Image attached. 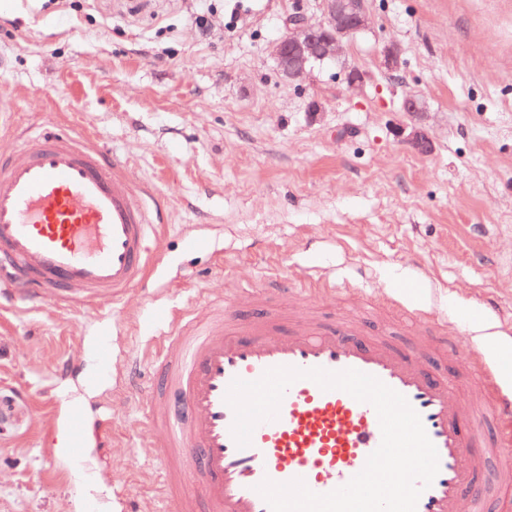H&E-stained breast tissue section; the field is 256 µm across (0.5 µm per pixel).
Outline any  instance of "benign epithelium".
Listing matches in <instances>:
<instances>
[{"mask_svg": "<svg viewBox=\"0 0 512 512\" xmlns=\"http://www.w3.org/2000/svg\"><path fill=\"white\" fill-rule=\"evenodd\" d=\"M319 2L321 19L312 22L302 12L295 19H287L283 35L271 47L280 75L290 82L302 81L314 66L336 59L343 43L368 26L366 0ZM383 58L389 72L400 70L401 51L397 44L384 46ZM408 140L422 154L431 149V142L421 128H412Z\"/></svg>", "mask_w": 512, "mask_h": 512, "instance_id": "obj_1", "label": "benign epithelium"}]
</instances>
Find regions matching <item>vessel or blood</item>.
Wrapping results in <instances>:
<instances>
[{
    "mask_svg": "<svg viewBox=\"0 0 512 512\" xmlns=\"http://www.w3.org/2000/svg\"><path fill=\"white\" fill-rule=\"evenodd\" d=\"M162 221L152 186L134 181L86 132H31L0 155V277L30 302L96 307L143 285L151 230ZM255 302L249 316L234 299L206 319L155 312L163 331L145 398L157 436L147 445L166 457L165 512H270L256 490L263 480L300 478L326 494L363 470L382 439L375 409L309 379L288 388L277 419L259 423L249 446L236 445L230 383L278 366L356 369L405 396L439 463L416 512H488L487 461L512 451V387L499 362L417 306L401 307L418 330L399 342L367 334L348 313L314 311L305 290L282 277L264 282ZM473 375L477 399L467 393ZM62 430L69 458L82 459L86 409L70 407Z\"/></svg>",
    "mask_w": 512,
    "mask_h": 512,
    "instance_id": "1",
    "label": "vessel or blood"
}]
</instances>
